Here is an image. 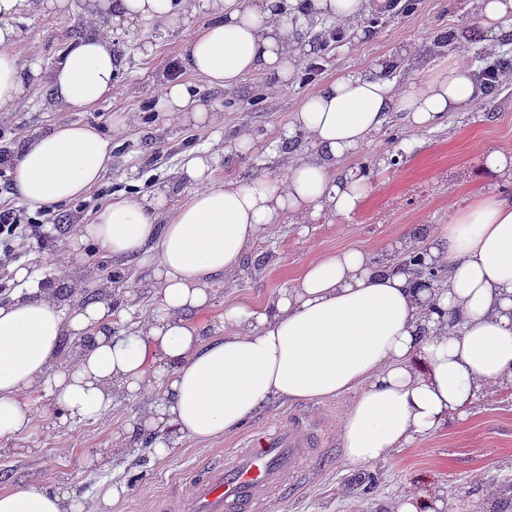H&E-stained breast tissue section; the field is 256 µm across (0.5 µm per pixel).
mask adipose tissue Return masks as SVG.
<instances>
[{"label": "adipose tissue", "instance_id": "ef3b65f1", "mask_svg": "<svg viewBox=\"0 0 512 512\" xmlns=\"http://www.w3.org/2000/svg\"><path fill=\"white\" fill-rule=\"evenodd\" d=\"M368 0H87L89 33L70 43L47 98L82 112L110 98L122 64L113 31L151 19L209 23L190 40V69L231 88L263 72L287 84L303 53L298 25L327 17L347 25ZM21 0H0V106L14 102L39 66L14 52ZM391 58L368 74L342 73L294 112L290 133L316 148L278 177L254 171L245 181H213L214 155L191 158L182 177L194 184L180 205L159 198H115L69 242L80 255L93 245L126 262L151 258L158 309L139 313L98 300L70 310L40 289L0 300V439L35 423L28 394L48 389L65 419L96 418L115 391L138 395L162 381L163 397L137 428L173 425L199 440L236 431L272 397L321 402L351 395L339 444L350 465L385 458L464 417L481 397L512 390V200L484 192L422 241L443 280L421 287L396 243L375 261L356 247L305 265L263 307L231 305L204 321L215 280L233 276L253 244L284 219L328 211L347 215L364 196L357 173L336 175L339 159L359 153L393 113L417 130L478 102L474 69L452 58L428 76L395 86ZM167 116L214 124L189 85L168 83ZM111 148L95 126L63 121L27 137L10 172L22 201L54 206L97 185ZM124 330L113 331L114 322ZM92 335L76 362L63 363L68 336ZM0 512H68L63 498L34 488L0 492Z\"/></svg>", "mask_w": 512, "mask_h": 512}]
</instances>
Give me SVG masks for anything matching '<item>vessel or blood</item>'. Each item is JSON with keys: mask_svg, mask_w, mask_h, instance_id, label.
<instances>
[{"mask_svg": "<svg viewBox=\"0 0 512 512\" xmlns=\"http://www.w3.org/2000/svg\"><path fill=\"white\" fill-rule=\"evenodd\" d=\"M318 456L302 414L288 429L269 426L239 442L216 465L199 464L183 493V512H262L266 500L302 477L300 462Z\"/></svg>", "mask_w": 512, "mask_h": 512, "instance_id": "1", "label": "vessel or blood"}]
</instances>
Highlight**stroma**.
<instances>
[{"label":"stroma","instance_id":"1","mask_svg":"<svg viewBox=\"0 0 512 512\" xmlns=\"http://www.w3.org/2000/svg\"><path fill=\"white\" fill-rule=\"evenodd\" d=\"M84 9L83 0H75L73 9L51 13L44 11L42 0H24L15 18L14 50L21 58L38 61L43 78L26 84L18 100L0 108V142L19 148L20 134L42 133L65 119L100 128L112 146L111 164L97 186L84 198L45 208L43 223L59 227L53 255H46L33 240L16 243L14 260L28 268L34 287L56 277L71 236L63 225L69 214L82 210L88 222L114 198L145 194L178 204L191 192L179 176L190 153H217L215 178L220 182L246 178L259 167L284 174L288 161L279 148L288 135L291 114L337 73L370 72L378 59L395 52L400 40H410L417 53L402 60L394 72L399 84L426 75L451 56L476 67L480 53L512 50L511 33L494 38L485 34L474 0H417L416 10L383 14L380 25H369L363 17L356 27L344 29L340 42L330 43L316 56L320 69L309 80L298 73L278 88L271 77L255 73L225 90L182 69L180 78L192 84L199 104L223 115L220 125L197 127L170 123L158 108L172 78L169 64L183 58L193 29L179 22L162 29L143 20L114 36L123 61L115 99L64 114L48 104L45 80L67 44L84 34ZM359 27L367 28L366 39H356ZM446 32L454 35L451 45L437 47L438 37ZM147 43L156 49L152 56L140 57ZM244 132L252 144L247 151L239 146ZM485 148L512 154V82H500L494 95L449 113L430 130H411L402 115L392 114L371 145L338 165L342 173H364L361 206L349 215L321 214L305 229L296 224L270 229L245 257L235 287H215L209 316H218L233 303H268L306 262L320 255L355 246L379 257L395 242L414 237L418 225L447 223L454 211L469 207L486 190L512 197L511 177L482 171ZM79 262L86 275L101 280L120 274L126 292L104 290L113 305L154 310L148 263L118 266L92 246L85 248ZM161 396L156 384L134 397L120 392L101 416L72 422L63 419L42 391H33L35 407L48 414L23 437L0 442V492L56 491L81 512H155L160 501L166 512H181L180 490L198 462L223 456L246 432L269 424L287 426L297 412L313 423L321 453L303 483L276 495L267 512H395L398 496L408 490L440 499L441 512H488L504 486L512 484L511 391L480 399L465 420L357 467L347 464L338 441L350 395L324 402L270 401L240 430L212 442L167 427L159 432L171 448L164 457L142 444L123 445L127 424ZM115 484L124 485L125 491L114 505H105L103 495Z\"/></svg>","mask_w":512,"mask_h":512}]
</instances>
